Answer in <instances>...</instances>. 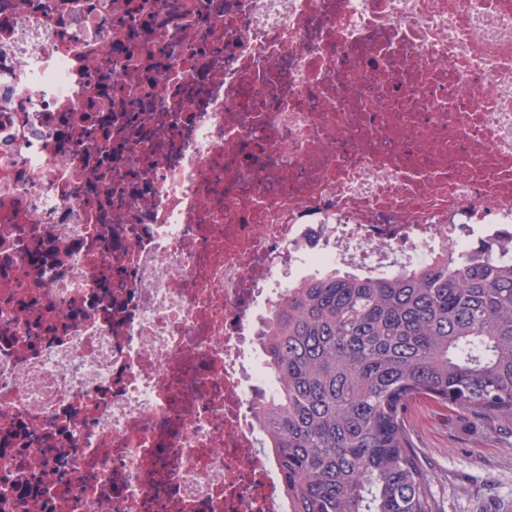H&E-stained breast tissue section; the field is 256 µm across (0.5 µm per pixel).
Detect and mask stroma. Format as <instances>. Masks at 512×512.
Here are the masks:
<instances>
[{
    "label": "stroma",
    "instance_id": "1",
    "mask_svg": "<svg viewBox=\"0 0 512 512\" xmlns=\"http://www.w3.org/2000/svg\"><path fill=\"white\" fill-rule=\"evenodd\" d=\"M423 468L435 475L437 512H512V428L429 399L406 412Z\"/></svg>",
    "mask_w": 512,
    "mask_h": 512
}]
</instances>
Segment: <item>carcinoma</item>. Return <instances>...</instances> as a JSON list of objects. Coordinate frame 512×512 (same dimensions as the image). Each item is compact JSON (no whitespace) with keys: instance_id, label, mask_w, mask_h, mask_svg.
<instances>
[{"instance_id":"1","label":"carcinoma","mask_w":512,"mask_h":512,"mask_svg":"<svg viewBox=\"0 0 512 512\" xmlns=\"http://www.w3.org/2000/svg\"><path fill=\"white\" fill-rule=\"evenodd\" d=\"M259 341L276 391L252 410L291 512H435L406 411L427 398L512 424V256L315 272Z\"/></svg>"}]
</instances>
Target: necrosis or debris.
Wrapping results in <instances>:
<instances>
[{
    "mask_svg": "<svg viewBox=\"0 0 512 512\" xmlns=\"http://www.w3.org/2000/svg\"><path fill=\"white\" fill-rule=\"evenodd\" d=\"M448 248L512 253V0H0V512H290L271 305Z\"/></svg>",
    "mask_w": 512,
    "mask_h": 512,
    "instance_id": "necrosis-or-debris-1",
    "label": "necrosis or debris"
}]
</instances>
